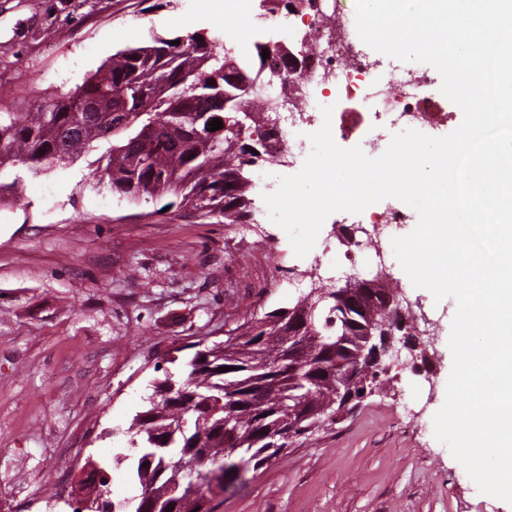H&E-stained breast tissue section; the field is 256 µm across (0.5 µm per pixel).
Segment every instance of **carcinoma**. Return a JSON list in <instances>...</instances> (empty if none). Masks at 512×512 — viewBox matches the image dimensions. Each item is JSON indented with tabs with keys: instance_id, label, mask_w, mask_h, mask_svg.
Masks as SVG:
<instances>
[{
	"instance_id": "1",
	"label": "carcinoma",
	"mask_w": 512,
	"mask_h": 512,
	"mask_svg": "<svg viewBox=\"0 0 512 512\" xmlns=\"http://www.w3.org/2000/svg\"><path fill=\"white\" fill-rule=\"evenodd\" d=\"M227 61L196 34L179 46L168 41L127 47L112 55L76 88L50 97L34 112L0 110V202L20 190L27 172L37 175L67 165L84 152L104 147L90 176L107 183L112 192L132 200L172 197L178 205L205 217L219 216L226 224H250L254 199L249 168L243 155L226 141L224 130L208 131L212 120L236 128L233 138L249 142L262 132L252 118L238 125L241 115L211 96L215 83L226 94L237 90L220 72ZM279 309L254 315L228 331L224 340L208 345L210 360L197 355L182 361V374L164 371L152 382L144 410L132 418L126 433L137 440L112 456V465L127 466L141 491L155 496L178 489L172 512H215L216 497L236 485L242 475L257 472L281 452L270 448L263 431L295 435L309 432L302 415L325 409L336 393L337 375L360 373L361 324L366 316L352 308L333 314L347 322V334L333 350L315 342L303 354L304 390L301 410L288 417L278 409V397L291 384L281 376L285 349L277 340H261L274 330L269 319ZM230 366L232 370L222 371ZM228 380L235 382L224 410L215 412L211 398ZM212 414L216 429L226 417L245 415L241 433L230 444L220 434H208L193 449L195 468L178 462L188 443L179 436L167 448L151 445L153 434L169 426L175 415L196 424Z\"/></svg>"
}]
</instances>
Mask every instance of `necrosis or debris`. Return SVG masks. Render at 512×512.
Here are the masks:
<instances>
[{
	"label": "necrosis or debris",
	"instance_id": "necrosis-or-debris-1",
	"mask_svg": "<svg viewBox=\"0 0 512 512\" xmlns=\"http://www.w3.org/2000/svg\"><path fill=\"white\" fill-rule=\"evenodd\" d=\"M296 14L281 0H266L258 19L273 29L280 44H288L294 28L305 31V67L296 76L291 110L282 125L281 138L267 155V164L283 167L310 151L308 133L323 123L322 107L332 106V134L344 147L361 146L371 157L387 148L394 130L426 131L447 125L449 113L439 103L432 78L416 68L401 70L387 79L380 60L359 48L355 17L341 0H307ZM414 213L404 203H386L365 212L370 225L365 238L343 243L341 256L358 269L367 255L386 259L385 235L412 223Z\"/></svg>",
	"mask_w": 512,
	"mask_h": 512
}]
</instances>
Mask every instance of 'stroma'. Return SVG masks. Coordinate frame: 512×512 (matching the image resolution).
<instances>
[{"label": "stroma", "instance_id": "1", "mask_svg": "<svg viewBox=\"0 0 512 512\" xmlns=\"http://www.w3.org/2000/svg\"><path fill=\"white\" fill-rule=\"evenodd\" d=\"M192 31L224 41L198 0H0V89L30 112L116 51ZM98 156L26 176L0 219V512H72L56 483L76 487L87 461L127 446L173 348L191 356L297 300L288 278L302 260L263 199L243 239L223 218L93 184ZM389 273L438 325L432 381L383 359L380 389L248 473L215 512H512L433 434L454 299L410 286L398 261Z\"/></svg>", "mask_w": 512, "mask_h": 512}]
</instances>
